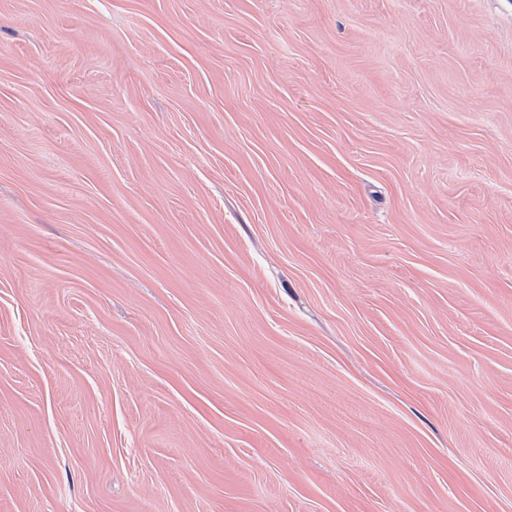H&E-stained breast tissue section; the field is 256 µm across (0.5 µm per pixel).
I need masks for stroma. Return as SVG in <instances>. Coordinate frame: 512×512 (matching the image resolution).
Masks as SVG:
<instances>
[{
    "label": "stroma",
    "mask_w": 512,
    "mask_h": 512,
    "mask_svg": "<svg viewBox=\"0 0 512 512\" xmlns=\"http://www.w3.org/2000/svg\"><path fill=\"white\" fill-rule=\"evenodd\" d=\"M0 512H512V0H0Z\"/></svg>",
    "instance_id": "obj_1"
}]
</instances>
